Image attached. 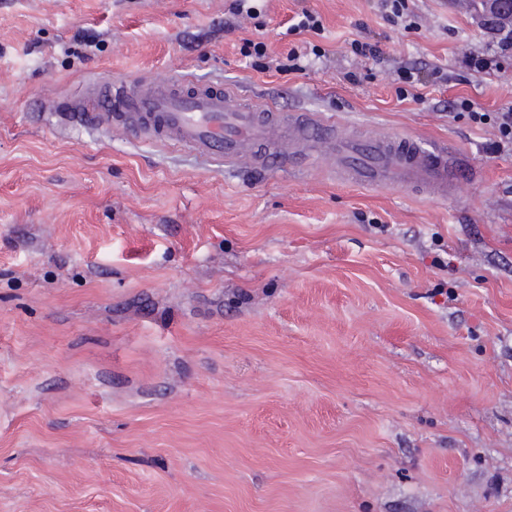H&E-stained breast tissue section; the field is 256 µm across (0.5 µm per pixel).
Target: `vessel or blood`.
Segmentation results:
<instances>
[{"label":"vessel or blood","mask_w":512,"mask_h":512,"mask_svg":"<svg viewBox=\"0 0 512 512\" xmlns=\"http://www.w3.org/2000/svg\"><path fill=\"white\" fill-rule=\"evenodd\" d=\"M71 115L102 131L122 124L135 136L177 145L206 164L279 170L303 164L322 148L335 156L343 181L414 185L434 199H447L454 180L478 179V171L455 153L427 150L411 135L397 138L354 131L338 138L336 126L312 112L281 113L218 84L142 77L110 78L86 87L67 105Z\"/></svg>","instance_id":"vessel-or-blood-1"}]
</instances>
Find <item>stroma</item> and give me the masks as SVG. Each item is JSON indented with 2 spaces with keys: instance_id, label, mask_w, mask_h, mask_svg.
<instances>
[{
  "instance_id": "stroma-1",
  "label": "stroma",
  "mask_w": 512,
  "mask_h": 512,
  "mask_svg": "<svg viewBox=\"0 0 512 512\" xmlns=\"http://www.w3.org/2000/svg\"><path fill=\"white\" fill-rule=\"evenodd\" d=\"M230 3L0 0V512H512V152L486 151L512 52L456 0H408V29L381 0L229 28ZM304 9L320 32L289 31ZM109 74L418 134L484 177L437 200L319 153L206 166L70 119Z\"/></svg>"
}]
</instances>
